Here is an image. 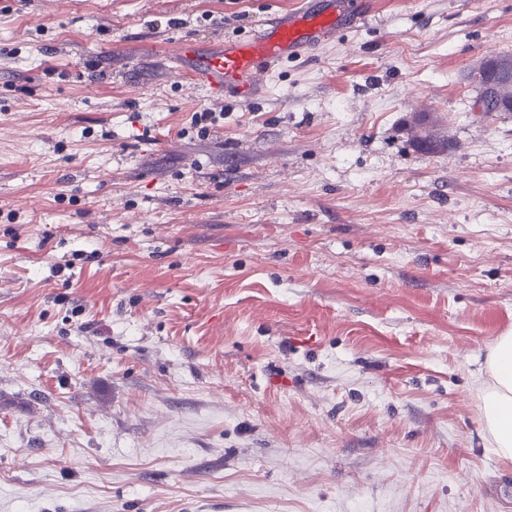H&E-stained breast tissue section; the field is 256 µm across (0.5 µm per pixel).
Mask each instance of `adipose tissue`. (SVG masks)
Listing matches in <instances>:
<instances>
[{
    "label": "adipose tissue",
    "mask_w": 512,
    "mask_h": 512,
    "mask_svg": "<svg viewBox=\"0 0 512 512\" xmlns=\"http://www.w3.org/2000/svg\"><path fill=\"white\" fill-rule=\"evenodd\" d=\"M477 394L490 448L512 463V332L498 336L489 348Z\"/></svg>",
    "instance_id": "obj_1"
}]
</instances>
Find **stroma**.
I'll return each mask as SVG.
<instances>
[{"instance_id": "obj_1", "label": "stroma", "mask_w": 512, "mask_h": 512, "mask_svg": "<svg viewBox=\"0 0 512 512\" xmlns=\"http://www.w3.org/2000/svg\"><path fill=\"white\" fill-rule=\"evenodd\" d=\"M294 4L0 0V512H512V114L469 77L512 0H376L252 100L180 76ZM477 394L489 448L512 463V332L498 336L489 348Z\"/></svg>"}]
</instances>
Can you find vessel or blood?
Here are the masks:
<instances>
[{
    "label": "vessel or blood",
    "mask_w": 512,
    "mask_h": 512,
    "mask_svg": "<svg viewBox=\"0 0 512 512\" xmlns=\"http://www.w3.org/2000/svg\"><path fill=\"white\" fill-rule=\"evenodd\" d=\"M368 0H297L243 38L203 51L195 41L178 42L176 62L190 83L213 98L253 99L264 92L263 78L284 61L312 54L335 33L364 25Z\"/></svg>",
    "instance_id": "obj_1"
}]
</instances>
